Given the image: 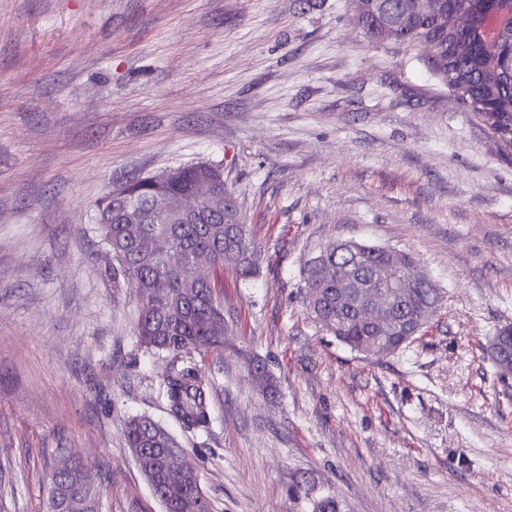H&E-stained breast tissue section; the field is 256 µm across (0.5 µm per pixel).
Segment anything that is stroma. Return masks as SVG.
<instances>
[{
	"instance_id": "obj_1",
	"label": "stroma",
	"mask_w": 512,
	"mask_h": 512,
	"mask_svg": "<svg viewBox=\"0 0 512 512\" xmlns=\"http://www.w3.org/2000/svg\"><path fill=\"white\" fill-rule=\"evenodd\" d=\"M357 0H0V512H43L57 449L99 512H163L122 431L146 415L195 463L211 512H512V154L429 73L364 39ZM217 163L255 277L215 280L223 353L207 430L163 394L173 358L134 334L96 203ZM355 240L409 253L442 301L364 356L309 314L305 266ZM261 359L277 386L262 395ZM512 348V325L498 330L489 344V354L502 379L512 377V360L508 357Z\"/></svg>"
}]
</instances>
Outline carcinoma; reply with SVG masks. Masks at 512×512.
I'll return each instance as SVG.
<instances>
[{"label":"carcinoma","instance_id":"cac0c4a2","mask_svg":"<svg viewBox=\"0 0 512 512\" xmlns=\"http://www.w3.org/2000/svg\"><path fill=\"white\" fill-rule=\"evenodd\" d=\"M358 17L363 35L370 42L389 43L412 50L424 37L434 43L428 70L438 82L448 84V68L467 79L465 91L457 94L487 128L499 135L503 146L512 150V72L504 69L493 76L484 52L448 62V42L454 33L445 30L430 16L403 17L395 12L393 0ZM205 163L185 168L180 182L158 186L144 179H132L124 190L107 193L96 203L101 240L112 256L106 272L112 282L137 289L140 307L134 331L141 346L165 351L175 365L164 379L171 416L187 430L206 429L210 424L209 401L213 384L191 353L224 350V311L214 294L211 281L186 283L183 269L202 263L213 271L226 268L248 279L257 272V260L249 231L244 224H232L238 210L224 204V214L203 215L191 224H168L155 208L160 193L185 194L207 170ZM136 208L143 223L131 230L125 223L127 212ZM398 268L388 267L382 247L367 245L358 267L376 276V283L394 277H409L418 270L413 257L404 255ZM352 271L324 281L313 266L304 271V288L321 290L322 298L309 306L314 318L336 339L353 350L368 355L395 352L417 335L435 312L441 295L428 277L405 294L386 302L382 321L372 327L356 315L355 303L336 306V299L349 296ZM512 325L498 330L489 344V354L501 378L512 377ZM251 372L262 389L270 394L275 386L265 367L252 361ZM124 438L133 455L146 452L138 465L150 486L156 489L166 512H210L209 502L199 485L194 464L183 454L193 487L167 485L161 478L163 459L159 448L178 447L174 437L146 416L128 420ZM92 465L69 452L60 456L48 475L45 512H99L100 486L89 476Z\"/></svg>","mask_w":512,"mask_h":512}]
</instances>
